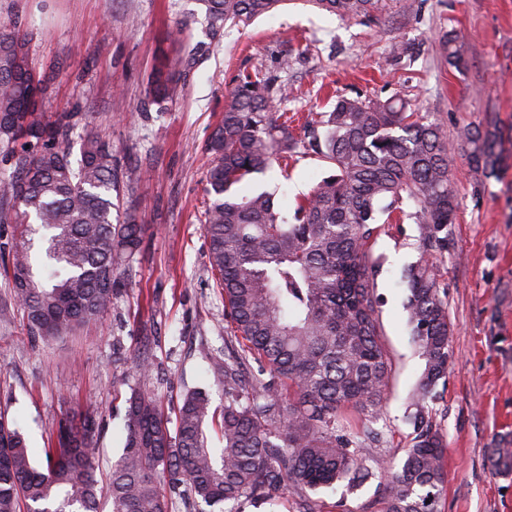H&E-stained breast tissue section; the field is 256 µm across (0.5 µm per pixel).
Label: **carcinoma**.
Instances as JSON below:
<instances>
[{"mask_svg":"<svg viewBox=\"0 0 512 512\" xmlns=\"http://www.w3.org/2000/svg\"><path fill=\"white\" fill-rule=\"evenodd\" d=\"M282 0H195L216 39L245 27ZM344 20L382 13L383 0H308ZM27 18L0 22V241L10 261L11 294L29 335L47 341L99 319L117 294L120 266L140 256L143 225L124 207L133 191L119 175L112 144L90 115L41 110L32 85L47 90L28 58ZM448 64H464L458 37L444 41ZM202 48L179 68L157 66L147 104L163 106L195 70ZM288 80L261 71L238 79L207 143L210 155L203 230L208 262L224 298L222 447L210 446L211 401L198 389L182 396L169 427L148 390L127 400L123 454L112 466L111 512H173L191 499L197 512H244L252 500L309 493L371 480L384 491L366 512H439L447 483L446 444L429 403L441 398L451 362L448 308L440 296L438 255L448 252L457 196L454 158L442 117L415 112L397 98L338 97L328 112L293 126ZM82 121L79 155L69 139ZM472 167L498 176L496 123L463 129ZM312 151L331 173L282 214L275 194L239 197L234 187ZM421 226L418 260L403 273L409 334L425 361L412 393L401 465L369 460L361 438L381 415L390 366L378 341L371 284L381 260L369 244L381 215ZM88 415L49 430L55 442L39 469L23 433L0 418V512H100L102 479ZM494 474L512 472V448L490 449Z\"/></svg>","mask_w":512,"mask_h":512,"instance_id":"carcinoma-1","label":"carcinoma"}]
</instances>
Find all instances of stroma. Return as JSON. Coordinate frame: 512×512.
Returning a JSON list of instances; mask_svg holds the SVG:
<instances>
[{"instance_id":"obj_1","label":"stroma","mask_w":512,"mask_h":512,"mask_svg":"<svg viewBox=\"0 0 512 512\" xmlns=\"http://www.w3.org/2000/svg\"><path fill=\"white\" fill-rule=\"evenodd\" d=\"M376 19L343 20L302 0L244 29L210 41L195 0H0V17L27 15L30 61L57 73L46 113L93 115L117 166L135 174L132 196L144 224L143 260L129 264L111 308L97 321L41 342L29 336L9 290L0 256V415L19 427L38 464L46 462V430L60 418L97 413V456L109 476L122 453L126 400L152 391L173 417L186 389L208 388L221 407L211 356L224 348V300L208 263L201 220L209 196L205 144L238 77L277 72L287 57L292 112L329 111L334 97L409 101L440 113L454 157L457 216L448 252L438 258L441 294L452 323L453 368L434 420L447 443L448 482L440 512H512V476L487 466L492 448H512V141L499 177L470 166L460 130L494 115L512 137V0H386ZM207 43L208 51L177 97L145 105L161 56L173 41ZM461 37L465 65L450 66L442 37ZM330 169L304 152L287 169L256 178L293 210ZM419 225L382 226L371 242L383 263L373 280L378 339L391 371L384 438L367 456L393 455L405 444V416L423 361L407 331L401 273L418 258ZM152 358L145 375L134 357Z\"/></svg>"}]
</instances>
